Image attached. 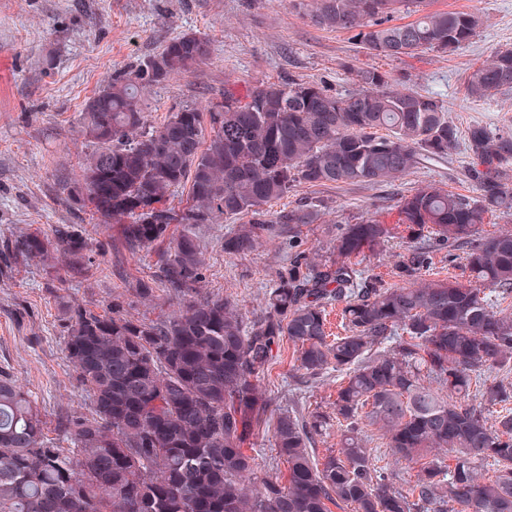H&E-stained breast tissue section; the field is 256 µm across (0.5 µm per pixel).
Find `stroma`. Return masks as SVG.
I'll list each match as a JSON object with an SVG mask.
<instances>
[{"label":"stroma","instance_id":"obj_1","mask_svg":"<svg viewBox=\"0 0 512 512\" xmlns=\"http://www.w3.org/2000/svg\"><path fill=\"white\" fill-rule=\"evenodd\" d=\"M312 0H0V54L7 62L0 88V236L50 224L90 222L57 190L61 175H75L86 151L77 116L84 102L120 73L135 70L173 38L193 33L210 42L209 55L189 72L146 88L142 98L151 123L182 106L207 110L225 89L245 93L267 82L310 81L332 94L358 87L356 74L368 61L349 33L317 27L308 16ZM428 10L473 14L478 20L468 45L449 54L424 51L401 59H376L396 87L436 98L459 134L475 124L512 132V90L485 98L467 95L474 70L495 51L512 47V0H429ZM469 155L457 145L446 159L375 186L302 187L273 209L300 198L325 202L316 223L305 225L301 249L327 251L343 224L377 217L395 224L397 202L429 183L473 195L465 178ZM228 224L203 229L208 240L207 287L235 300L246 315L259 314L262 294L274 270L288 260V248L271 246L229 260L221 239ZM409 241L393 232L364 260L363 269L384 284L397 283L395 265ZM69 296L102 304L122 296L139 301L104 262L93 277L68 288ZM56 289L47 287L39 266L0 281V371L13 375L38 399L47 433L62 441L58 417L73 406L74 371L64 351ZM273 405L302 412L328 409L336 398V376L304 381L291 345L264 381Z\"/></svg>","mask_w":512,"mask_h":512}]
</instances>
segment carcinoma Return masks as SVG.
I'll use <instances>...</instances> for the list:
<instances>
[{"mask_svg":"<svg viewBox=\"0 0 512 512\" xmlns=\"http://www.w3.org/2000/svg\"><path fill=\"white\" fill-rule=\"evenodd\" d=\"M421 3L318 0L311 19L351 33L369 57L444 55L474 36L478 20L465 12L394 23L400 8ZM209 50L205 38L179 36L79 113L87 152L61 188L103 239L78 224L0 238V276L35 264L50 288L89 280L109 247L137 257L163 244L147 275L113 273L145 306L158 291L178 304L148 318L118 297L105 310L57 297L80 398L59 422L69 446L49 438L37 399L0 372V512H512V385L498 379L512 371V312L498 306L512 297V233H479L489 215L512 211V134L468 129L476 197L427 184L399 200L409 237L465 250V280L421 278L427 256L416 249L396 264L401 284L362 275L356 258L391 237L370 217L344 225L323 255L294 251L249 318L206 290L200 228L235 221L223 241L230 259L272 241L292 247L318 204L268 203L304 185L393 182L447 157L457 131L440 101L393 87L374 66L344 96L303 80L264 83L244 95L226 89L206 112L186 106L148 122L142 90ZM503 89H512V48L466 86L475 98ZM186 185V203L173 205ZM335 305L345 334L331 340ZM285 342L308 378L344 374L331 412L273 409L263 397ZM333 425L339 448L318 460L316 437ZM365 426L395 463L418 466L412 483L396 486L375 467ZM260 431L287 478L256 476L244 445Z\"/></svg>","mask_w":512,"mask_h":512,"instance_id":"carcinoma-1","label":"carcinoma"}]
</instances>
